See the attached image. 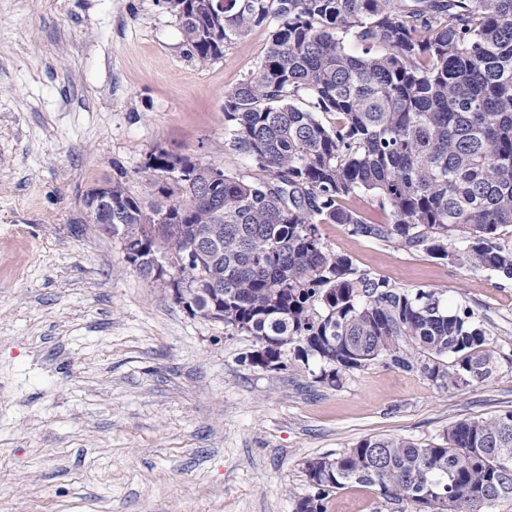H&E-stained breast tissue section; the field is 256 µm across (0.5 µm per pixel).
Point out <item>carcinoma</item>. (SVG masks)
I'll return each mask as SVG.
<instances>
[{"mask_svg": "<svg viewBox=\"0 0 512 512\" xmlns=\"http://www.w3.org/2000/svg\"><path fill=\"white\" fill-rule=\"evenodd\" d=\"M223 2L163 0L201 65L275 23L257 69L224 93L231 146L260 175L156 150L145 196L105 180L112 212L85 222L123 228L145 277L165 247L200 317L222 298L225 328L277 360L294 346L332 386L378 361L440 389L490 379L494 345L472 314L357 271L325 250L318 225L512 280V246L500 243L512 226V0ZM359 195L385 220L343 205ZM305 469L316 492L294 512H327L330 493L353 484L409 512H484L512 502V411L460 421L436 445L364 438Z\"/></svg>", "mask_w": 512, "mask_h": 512, "instance_id": "carcinoma-1", "label": "carcinoma"}]
</instances>
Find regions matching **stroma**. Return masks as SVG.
I'll return each instance as SVG.
<instances>
[{"mask_svg": "<svg viewBox=\"0 0 512 512\" xmlns=\"http://www.w3.org/2000/svg\"><path fill=\"white\" fill-rule=\"evenodd\" d=\"M262 25L199 65L157 0H0V512H293L307 460L371 436L441 442L512 411V281L320 225L326 250L409 291H442L496 348L484 383L441 390L377 362L252 365L254 336L189 315L83 223L104 180L143 196L152 151L251 175L224 93L263 60ZM376 488L328 512H397Z\"/></svg>", "mask_w": 512, "mask_h": 512, "instance_id": "35a3bbf8", "label": "stroma"}]
</instances>
